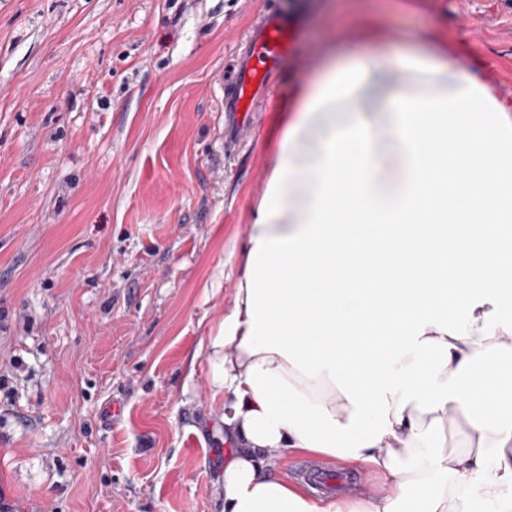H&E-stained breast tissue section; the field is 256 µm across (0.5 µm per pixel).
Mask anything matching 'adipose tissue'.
<instances>
[{
  "label": "adipose tissue",
  "instance_id": "adipose-tissue-1",
  "mask_svg": "<svg viewBox=\"0 0 512 512\" xmlns=\"http://www.w3.org/2000/svg\"><path fill=\"white\" fill-rule=\"evenodd\" d=\"M288 102L206 343L223 512H512V100L454 43L374 23ZM295 453L385 483L315 499Z\"/></svg>",
  "mask_w": 512,
  "mask_h": 512
}]
</instances>
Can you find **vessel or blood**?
Here are the masks:
<instances>
[{
    "mask_svg": "<svg viewBox=\"0 0 512 512\" xmlns=\"http://www.w3.org/2000/svg\"><path fill=\"white\" fill-rule=\"evenodd\" d=\"M296 40L295 30L278 14L266 12L245 41L235 63L225 70L222 81L225 151H232L243 132L251 127L253 114L265 99L272 72L292 56ZM298 469L318 492H326L334 485V475L314 465L302 463Z\"/></svg>",
    "mask_w": 512,
    "mask_h": 512,
    "instance_id": "obj_1",
    "label": "vessel or blood"
}]
</instances>
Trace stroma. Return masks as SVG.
Here are the masks:
<instances>
[{"label": "stroma", "mask_w": 512, "mask_h": 512, "mask_svg": "<svg viewBox=\"0 0 512 512\" xmlns=\"http://www.w3.org/2000/svg\"><path fill=\"white\" fill-rule=\"evenodd\" d=\"M270 9L299 31L294 60L228 154L220 79ZM367 16L452 36L512 99L495 0H0V495L221 512L224 408L200 345L239 280L283 101Z\"/></svg>", "instance_id": "obj_1"}]
</instances>
